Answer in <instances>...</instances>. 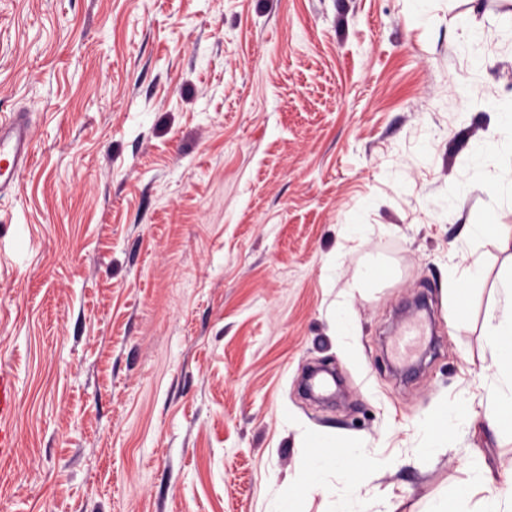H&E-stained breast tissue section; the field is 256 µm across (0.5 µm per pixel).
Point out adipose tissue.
<instances>
[{
	"label": "adipose tissue",
	"instance_id": "adipose-tissue-1",
	"mask_svg": "<svg viewBox=\"0 0 512 512\" xmlns=\"http://www.w3.org/2000/svg\"><path fill=\"white\" fill-rule=\"evenodd\" d=\"M489 148L485 174L493 187L497 206L512 205V110L503 108L488 132ZM490 350L496 370L487 388L484 420L496 429L512 424V274L498 279L487 316ZM365 448L353 445L342 461L324 452H313L305 465L306 480L296 483L299 492L323 488L330 474H337L346 489L344 512H370L365 476L352 470L351 462L362 458ZM427 512H512V474L494 476L483 466L472 467L470 482L451 501H432Z\"/></svg>",
	"mask_w": 512,
	"mask_h": 512
}]
</instances>
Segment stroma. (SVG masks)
<instances>
[{"mask_svg": "<svg viewBox=\"0 0 512 512\" xmlns=\"http://www.w3.org/2000/svg\"><path fill=\"white\" fill-rule=\"evenodd\" d=\"M408 5L0 0V115L27 113L36 150L0 193L7 512H343L338 479L292 486L311 449L353 443L385 460L362 466L378 512L512 472V430L482 419L512 208L477 174L512 104V0H432L427 26ZM486 219L474 262L459 243ZM419 297L437 346L408 377L390 346ZM460 404L475 427L416 449ZM17 382L14 374L0 367V459L12 456L16 447V433L10 424L15 411Z\"/></svg>", "mask_w": 512, "mask_h": 512, "instance_id": "obj_1", "label": "stroma"}]
</instances>
